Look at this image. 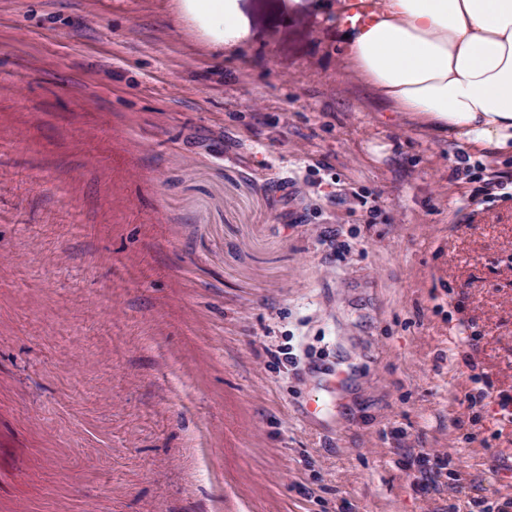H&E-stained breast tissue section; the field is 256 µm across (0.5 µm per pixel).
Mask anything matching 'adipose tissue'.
I'll return each mask as SVG.
<instances>
[{"mask_svg":"<svg viewBox=\"0 0 512 512\" xmlns=\"http://www.w3.org/2000/svg\"><path fill=\"white\" fill-rule=\"evenodd\" d=\"M180 3L217 50L246 34L237 0ZM340 31L347 73L393 111L475 155L512 157V0H372L367 22Z\"/></svg>","mask_w":512,"mask_h":512,"instance_id":"1","label":"adipose tissue"}]
</instances>
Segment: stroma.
Listing matches in <instances>:
<instances>
[{"instance_id": "obj_1", "label": "stroma", "mask_w": 512, "mask_h": 512, "mask_svg": "<svg viewBox=\"0 0 512 512\" xmlns=\"http://www.w3.org/2000/svg\"><path fill=\"white\" fill-rule=\"evenodd\" d=\"M238 10L0 0V512L512 502V160L344 77L336 0ZM184 13L205 31L218 32L213 46L219 53L231 49L246 35L239 21L237 0H178Z\"/></svg>"}]
</instances>
